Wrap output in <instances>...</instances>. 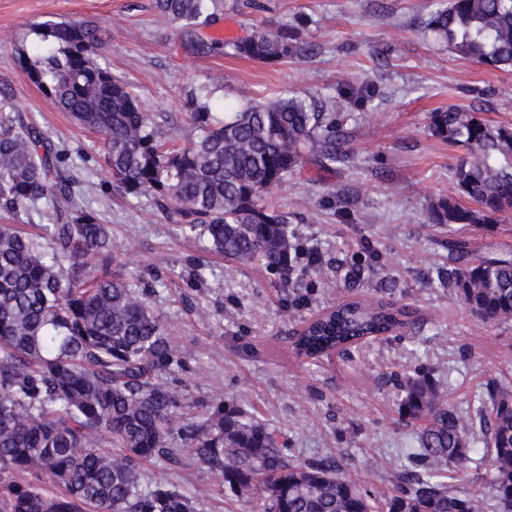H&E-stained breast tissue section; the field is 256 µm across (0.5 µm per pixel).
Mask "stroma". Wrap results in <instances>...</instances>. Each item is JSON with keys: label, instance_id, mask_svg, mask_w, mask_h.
Listing matches in <instances>:
<instances>
[{"label": "stroma", "instance_id": "35a3bbf8", "mask_svg": "<svg viewBox=\"0 0 512 512\" xmlns=\"http://www.w3.org/2000/svg\"><path fill=\"white\" fill-rule=\"evenodd\" d=\"M438 0H219L210 35L242 37L255 25L288 28L308 45L306 56L266 65L194 54L170 36L153 0H0V90L6 103L36 120L60 147L80 152L93 168L86 207L112 228L129 280L165 283L155 299L184 366L165 376L175 393L198 405L182 422L217 404L254 413L279 431L290 459L342 453L374 494L389 491L419 423L402 418L394 374L421 370L448 393L450 405L473 412L487 388L512 387V321H487L438 285L448 268L446 240L467 237L485 254L512 250L507 223L433 224L429 208L451 194L450 169L465 147L428 130L430 112L455 106L493 126L512 127V72L460 58L434 41L424 23ZM100 22L104 61L131 86L162 132L186 134V99L201 87L214 100L275 96L284 91L337 105L350 159L335 170L311 162L267 195L288 213L298 244L321 254L317 271L283 285L269 270L200 254L196 231L168 223L147 200L124 198L104 184L101 134L75 123L43 97L16 62L28 25L44 20ZM353 192V205L342 196ZM373 263L396 283L344 288L337 259ZM205 279L194 283V261ZM388 295L423 318L421 328L378 337L345 354L298 356L289 338L338 303ZM155 480L195 496L197 512H258L194 462L146 466Z\"/></svg>", "mask_w": 512, "mask_h": 512}]
</instances>
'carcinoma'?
I'll return each mask as SVG.
<instances>
[{
	"instance_id": "1",
	"label": "carcinoma",
	"mask_w": 512,
	"mask_h": 512,
	"mask_svg": "<svg viewBox=\"0 0 512 512\" xmlns=\"http://www.w3.org/2000/svg\"><path fill=\"white\" fill-rule=\"evenodd\" d=\"M168 27L197 54L275 64L306 52L299 38L265 27L210 37L216 0H154ZM427 30L458 57L512 71V0H445ZM93 22L29 25L17 64L44 96L104 136V182L150 198L162 217L199 233L200 251L294 278L299 254L288 215L264 197L311 158L321 170L349 159L332 111L282 92L263 101L214 103L203 88L177 143L137 94L100 62ZM431 135L464 146L451 168L455 195L430 208L436 224H490L512 212V129L453 106L430 114ZM71 155L21 112L0 107V213L47 217L41 233L0 224V512H196L193 497L146 478L144 463L176 468L187 456L262 512H512V388L481 398L479 429L445 391L415 372L398 382L400 413L422 419L409 464L391 493L364 489L340 454L288 458L275 430L218 405L178 426V399L161 382L181 366L152 299L156 286L128 282L112 230L80 201ZM447 286L485 320L512 319V258L479 257L465 237L446 242ZM377 276L349 267L358 288ZM419 323L390 300H350L310 319L294 337L300 356L347 352ZM180 429V446L172 442ZM484 468L490 495L459 491L463 464Z\"/></svg>"
}]
</instances>
